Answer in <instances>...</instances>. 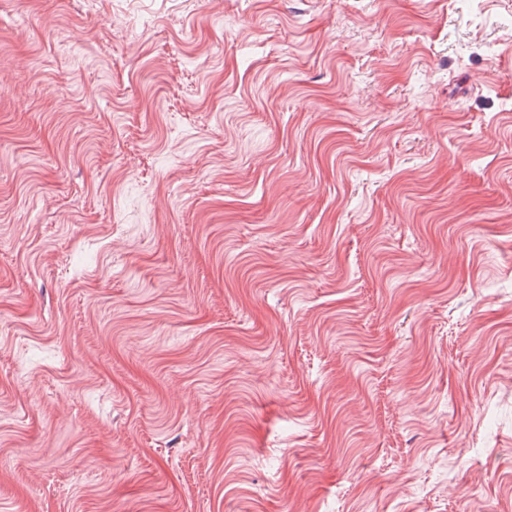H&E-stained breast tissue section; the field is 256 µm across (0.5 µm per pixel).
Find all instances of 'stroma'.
Here are the masks:
<instances>
[{"instance_id":"35a3bbf8","label":"stroma","mask_w":512,"mask_h":512,"mask_svg":"<svg viewBox=\"0 0 512 512\" xmlns=\"http://www.w3.org/2000/svg\"><path fill=\"white\" fill-rule=\"evenodd\" d=\"M0 512H512V0H0Z\"/></svg>"}]
</instances>
